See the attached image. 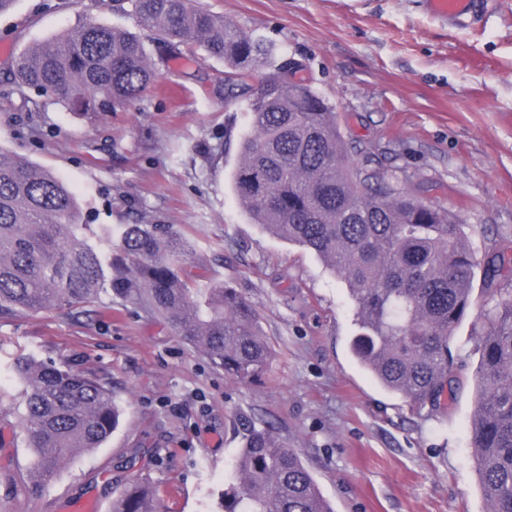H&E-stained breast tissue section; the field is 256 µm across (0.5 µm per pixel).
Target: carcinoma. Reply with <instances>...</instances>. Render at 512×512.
<instances>
[{
	"label": "carcinoma",
	"mask_w": 512,
	"mask_h": 512,
	"mask_svg": "<svg viewBox=\"0 0 512 512\" xmlns=\"http://www.w3.org/2000/svg\"><path fill=\"white\" fill-rule=\"evenodd\" d=\"M130 11L171 54L200 46L224 62L252 125L231 174L237 200L255 224L312 250L349 287L357 335L352 350L387 390L421 411L444 409L453 393L449 342L472 308L478 267L448 208L426 203L356 162L336 108L287 61L248 80L273 44L197 5V0H127ZM141 39L83 22L34 45L16 64L18 89H51L72 112H104L155 82ZM74 191L53 174L0 154V318L47 305L81 308L119 298L161 315L183 340L236 382L261 377L270 347L255 308L222 281L195 288L183 279L196 240L169 224L80 222ZM484 332L476 372L480 397L471 421L472 454L487 512H512V259L483 261ZM13 413L30 453L32 490L75 456L101 447L118 427L112 385L52 359L20 356ZM218 512H334L299 452L270 425L244 427ZM113 512H158L146 478L128 482Z\"/></svg>",
	"instance_id": "carcinoma-1"
}]
</instances>
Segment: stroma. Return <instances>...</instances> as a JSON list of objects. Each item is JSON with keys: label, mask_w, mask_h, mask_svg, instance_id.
Returning <instances> with one entry per match:
<instances>
[{"label": "stroma", "mask_w": 512, "mask_h": 512, "mask_svg": "<svg viewBox=\"0 0 512 512\" xmlns=\"http://www.w3.org/2000/svg\"><path fill=\"white\" fill-rule=\"evenodd\" d=\"M265 37L275 62L336 107L347 147L372 145L399 188L448 207L477 258L512 245V0H488L481 25L450 27L423 0H199ZM89 19L139 35L158 74L141 97L78 114L10 84L28 48ZM480 65H473L472 57ZM213 59H172L112 0H16L0 15V152L66 182L89 224H170L193 236L185 268L223 281L256 309L272 349L253 383L225 378L163 319L132 305H57L0 319V393L15 358L37 354L111 382L123 408L111 437L41 492L27 450L0 413V512H94L130 479L148 478L161 512H208L228 478L244 423L272 425L297 448L335 512H485L471 453L482 324L454 331L447 409L413 412L358 365L354 306L310 251L251 224L230 186L244 101Z\"/></svg>", "instance_id": "35a3bbf8"}]
</instances>
